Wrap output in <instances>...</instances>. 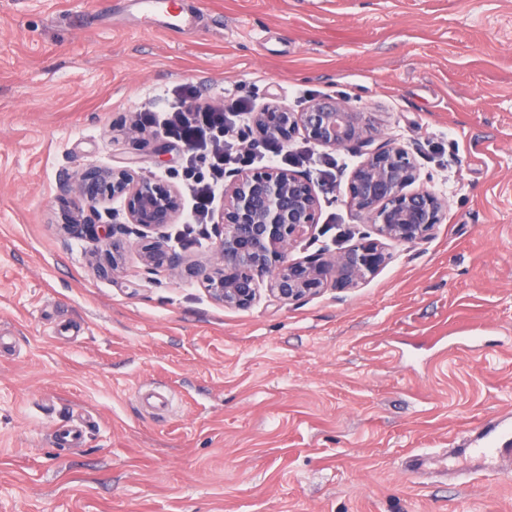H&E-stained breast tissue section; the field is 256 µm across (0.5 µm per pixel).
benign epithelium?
<instances>
[{
    "mask_svg": "<svg viewBox=\"0 0 512 512\" xmlns=\"http://www.w3.org/2000/svg\"><path fill=\"white\" fill-rule=\"evenodd\" d=\"M253 123L263 135L285 140L297 130L314 144L353 147L364 155L350 183L348 205L375 226L378 238L344 250L294 259V245L317 225L318 199L310 180L293 171L265 167L235 175L224 189V235L203 277L211 298L230 308L247 309L260 298L267 280L268 300L289 303L320 294L329 286L357 288L386 261L387 243L409 245L431 235L441 223L445 203L434 193L413 188L420 179L415 158L404 147L382 139L370 113L332 96L315 99L300 112L264 106ZM78 210H94L110 199L126 202V223L149 239L142 265H163L180 273L182 260L165 251V228L181 212L172 187L141 177L129 167L85 170L78 181ZM64 231L89 234L113 243V224H66Z\"/></svg>",
    "mask_w": 512,
    "mask_h": 512,
    "instance_id": "1",
    "label": "benign epithelium"
}]
</instances>
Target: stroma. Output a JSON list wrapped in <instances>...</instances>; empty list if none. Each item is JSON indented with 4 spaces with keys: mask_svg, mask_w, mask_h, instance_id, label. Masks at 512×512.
<instances>
[{
    "mask_svg": "<svg viewBox=\"0 0 512 512\" xmlns=\"http://www.w3.org/2000/svg\"><path fill=\"white\" fill-rule=\"evenodd\" d=\"M182 6L187 34L123 0H0V512H512V471L445 473L472 469L447 454L462 436L512 417V0ZM330 90L448 203L361 287L221 306L201 276L143 269L119 198L84 221L118 225L123 271L64 234L81 173L127 166L178 189L168 247L208 264L224 189L187 172L209 169L229 105ZM444 133L443 167L424 149ZM299 152L320 209L294 257L372 235L347 203L360 156L299 134L278 166ZM421 452L438 461L411 476Z\"/></svg>",
    "mask_w": 512,
    "mask_h": 512,
    "instance_id": "35a3bbf8",
    "label": "stroma"
}]
</instances>
